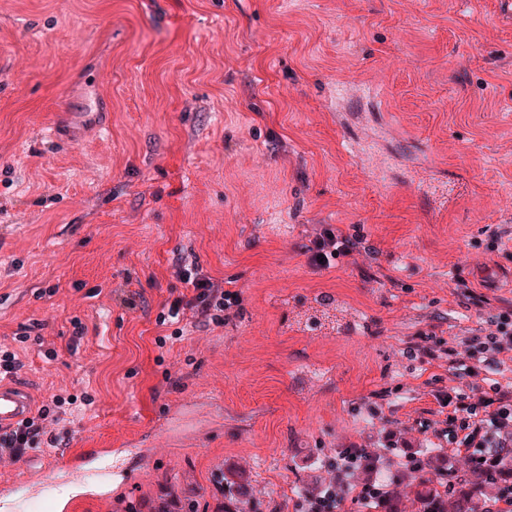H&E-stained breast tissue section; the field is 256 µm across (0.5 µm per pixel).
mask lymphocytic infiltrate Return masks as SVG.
I'll list each match as a JSON object with an SVG mask.
<instances>
[{
  "instance_id": "1",
  "label": "lymphocytic infiltrate",
  "mask_w": 512,
  "mask_h": 512,
  "mask_svg": "<svg viewBox=\"0 0 512 512\" xmlns=\"http://www.w3.org/2000/svg\"><path fill=\"white\" fill-rule=\"evenodd\" d=\"M178 274L190 287L189 294L169 300L160 322L177 324L185 316L196 323L221 326L235 316L240 305L239 292L225 289L204 272L195 257L177 259ZM433 360H444L455 373L470 375L483 367L485 387L481 396L465 392L442 398L448 415L435 436L449 453L466 462L490 469L498 454H512V387L497 379L506 362L512 361V306L506 305L492 316L480 333L464 338L462 346L443 342L422 349ZM65 410L41 406L37 413L0 431V459L20 460L29 449L39 447L46 428L64 421Z\"/></svg>"
}]
</instances>
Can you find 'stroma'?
<instances>
[{
	"instance_id": "35a3bbf8",
	"label": "stroma",
	"mask_w": 512,
	"mask_h": 512,
	"mask_svg": "<svg viewBox=\"0 0 512 512\" xmlns=\"http://www.w3.org/2000/svg\"><path fill=\"white\" fill-rule=\"evenodd\" d=\"M71 126L76 145L51 134ZM371 130L368 176L348 147ZM504 231L506 0H0V349L34 406L90 397L49 434L126 449L111 496L77 512L163 485L213 512L229 468L255 512H295L289 484L334 449L393 433L414 452L469 382L413 345L512 303ZM188 253L242 302L179 336L158 317ZM182 410L199 438L146 456ZM64 460L40 444L0 484Z\"/></svg>"
}]
</instances>
